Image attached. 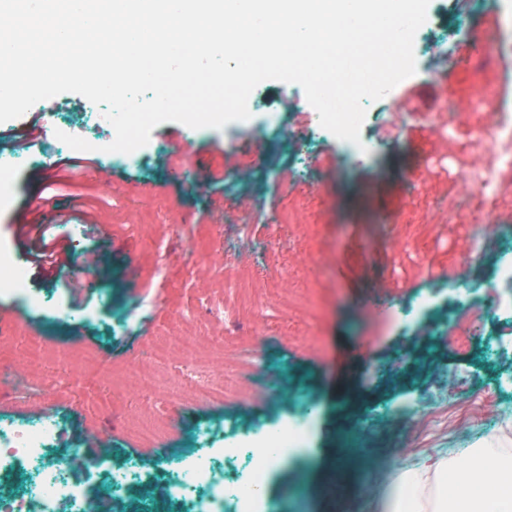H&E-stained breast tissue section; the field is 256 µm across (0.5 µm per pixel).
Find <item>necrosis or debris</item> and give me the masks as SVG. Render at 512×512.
<instances>
[{"instance_id": "necrosis-or-debris-1", "label": "necrosis or debris", "mask_w": 512, "mask_h": 512, "mask_svg": "<svg viewBox=\"0 0 512 512\" xmlns=\"http://www.w3.org/2000/svg\"><path fill=\"white\" fill-rule=\"evenodd\" d=\"M481 98L499 117L495 127L477 125L478 144L493 149L473 188L491 199L512 179V108L497 88L483 90ZM62 435L55 419H0V479L18 472L27 478L24 492L0 493V512H93L95 500L77 477L86 465L78 448L61 446ZM307 437L308 423L299 420L262 433L256 445L204 447L171 464L166 485L178 512H266L269 471L304 447Z\"/></svg>"}]
</instances>
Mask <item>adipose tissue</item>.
<instances>
[{
  "mask_svg": "<svg viewBox=\"0 0 512 512\" xmlns=\"http://www.w3.org/2000/svg\"><path fill=\"white\" fill-rule=\"evenodd\" d=\"M372 512H512V457L475 453L400 474Z\"/></svg>",
  "mask_w": 512,
  "mask_h": 512,
  "instance_id": "adipose-tissue-1",
  "label": "adipose tissue"
}]
</instances>
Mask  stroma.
Here are the masks:
<instances>
[{
    "mask_svg": "<svg viewBox=\"0 0 512 512\" xmlns=\"http://www.w3.org/2000/svg\"><path fill=\"white\" fill-rule=\"evenodd\" d=\"M487 2L430 0L415 39L444 45L446 81L417 57L416 74L374 104L366 152L349 159L323 129L289 164L274 127L308 124L316 112L300 85L277 80L253 90L249 120L220 130L162 123L132 162L108 151L111 126L93 125L77 93L57 95L53 122L87 124L97 167L64 166L74 152L54 137L18 144L22 119L0 124V155L12 159L0 247L19 258L12 226L24 222L47 227L73 259H99L63 283L25 269L23 294L0 293V418L25 420L39 407L66 418L67 434L107 439L109 455L85 451L99 512H161L153 488L112 494L110 467L144 463L160 474L194 453L200 429L224 427L233 447L304 409L307 443L270 472V512H364L398 472L512 449V350L500 344L512 300L497 283L512 266V236L498 229L512 225V191L494 205L498 223L484 227V254L459 263L482 212L462 181L486 161L472 144L473 115L481 91L503 81L498 65L470 54L485 25L512 14V0H499L495 16ZM395 110L410 120L390 139L382 128ZM440 112L456 113L452 130L432 125ZM50 159L60 167L47 168ZM456 197L473 204L452 217ZM285 214L291 223H279ZM243 274L263 306L232 324ZM381 283L393 303L378 313L363 297ZM463 313L475 330L467 351L451 344ZM198 334L218 352V373H233L246 345L259 351L262 370L242 399L184 398L190 381L176 359L163 376L137 378L160 337ZM147 409L166 421L161 439L127 428Z\"/></svg>",
    "mask_w": 512,
    "mask_h": 512,
    "instance_id": "obj_1",
    "label": "stroma"
}]
</instances>
